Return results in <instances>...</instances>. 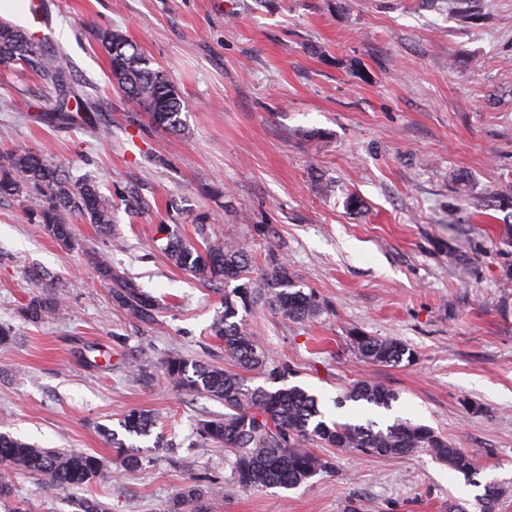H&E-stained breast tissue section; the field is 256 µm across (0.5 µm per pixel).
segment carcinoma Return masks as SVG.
<instances>
[{"label": "carcinoma", "mask_w": 512, "mask_h": 512, "mask_svg": "<svg viewBox=\"0 0 512 512\" xmlns=\"http://www.w3.org/2000/svg\"><path fill=\"white\" fill-rule=\"evenodd\" d=\"M100 41L109 60L112 80L127 100L144 112L150 122L172 131L181 130L182 100L177 86L163 70L151 66L149 58L120 29L104 32ZM0 63L21 64L35 71L58 95L51 118L65 123L91 120L92 103L81 102L70 108L68 88L72 81L65 58L58 50L41 45L26 32L11 24L0 25ZM27 195L41 202L39 230L59 246L72 244L70 223L78 218L107 232L112 226V204L90 180L71 182L64 171L41 156L15 153L0 163V197ZM170 262L178 268L224 282V314L211 325V335L224 344V356L236 370L190 361L172 355L164 361L170 381L189 394H205L224 402L227 413L205 420L199 436L233 452L234 483L244 490L292 489L327 469V463L306 448L311 440L327 446L351 450L380 458H400L417 452L428 453L435 461L461 474L467 483L483 486L479 495L481 512H496L507 488L496 482L476 480L481 472L477 460L456 447L433 428L395 418L385 428L369 420L364 424L325 419L319 398L299 386L274 390L252 381L262 377L269 382L281 378L279 366L272 363L263 343L254 336L238 308L248 309L254 302L253 291L231 283L247 277L250 258L244 248L221 239H205L198 249L170 235L164 247ZM99 276L112 284V300L142 322L154 320L157 300L130 279L112 270L104 259L97 261ZM268 288L269 306L294 321L310 319L322 305L314 291L295 288L287 267L274 265L261 274ZM62 302L61 294L47 291L35 295L22 307L25 320L38 323L54 316ZM358 354L373 363L393 365L412 361L413 352L403 342L358 332L350 336ZM397 396L389 388L366 380L354 383L336 398V406L345 402H364L389 410ZM131 436L147 437L154 427L151 415L132 409L120 421ZM111 438L112 452L126 469L142 466L143 457L136 447L127 445L117 432L103 429ZM0 464L15 471L43 477L50 490L83 489L94 483L103 469L100 458L87 452L66 448H40L9 433H0ZM212 493L202 485L190 483L176 494L170 512H211Z\"/></svg>", "instance_id": "1"}]
</instances>
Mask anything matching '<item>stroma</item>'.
Masks as SVG:
<instances>
[{"instance_id":"obj_1","label":"stroma","mask_w":512,"mask_h":512,"mask_svg":"<svg viewBox=\"0 0 512 512\" xmlns=\"http://www.w3.org/2000/svg\"><path fill=\"white\" fill-rule=\"evenodd\" d=\"M77 93L101 128L44 122L51 86L0 65V160L41 153L112 201L110 233L72 220L73 245L35 231V201L0 200V432L42 448L91 453L104 478L85 491L107 512H167L197 478L213 512H480L477 487L416 453L377 458L310 442L327 471L293 489L245 491L232 453L201 421L223 403L178 391L161 362L178 354L225 366L209 328L224 285L173 266L157 228L198 245L238 244L258 267L285 263L322 312L282 318L266 301L243 317L327 419L426 424L476 457L480 481L507 489L512 512V0H49ZM118 28L178 86L183 129L152 125L111 80L100 44ZM362 206L353 210L349 198ZM105 257L158 302L146 324L112 304ZM48 272L61 312L32 323L21 307ZM362 332L395 338L413 363L353 351ZM393 390L391 410L336 408L356 380ZM142 409L143 465L115 463L101 426ZM0 512H78L40 476L10 475Z\"/></svg>"}]
</instances>
